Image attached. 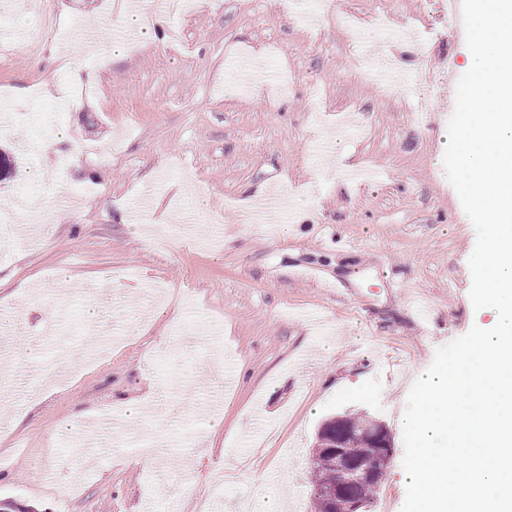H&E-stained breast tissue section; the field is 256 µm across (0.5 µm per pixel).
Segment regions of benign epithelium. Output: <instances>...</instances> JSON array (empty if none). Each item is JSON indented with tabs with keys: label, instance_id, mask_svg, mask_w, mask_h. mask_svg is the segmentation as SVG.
<instances>
[{
	"label": "benign epithelium",
	"instance_id": "benign-epithelium-1",
	"mask_svg": "<svg viewBox=\"0 0 512 512\" xmlns=\"http://www.w3.org/2000/svg\"><path fill=\"white\" fill-rule=\"evenodd\" d=\"M364 435L368 439L377 441L380 447L379 453L369 459L350 461L341 456V449L347 447L346 440L350 437L348 432L336 434V447L330 449V452L336 456L339 475L335 488L330 492L336 503L334 512H364L363 502L352 496L351 487L363 481L382 482L390 465L393 441L387 427L371 418L364 428Z\"/></svg>",
	"mask_w": 512,
	"mask_h": 512
}]
</instances>
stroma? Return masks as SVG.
<instances>
[{"mask_svg":"<svg viewBox=\"0 0 512 512\" xmlns=\"http://www.w3.org/2000/svg\"><path fill=\"white\" fill-rule=\"evenodd\" d=\"M338 4L355 28L315 0H187L151 39L127 35L125 0H0V208L38 196L57 214L0 255L1 500L193 512L220 468L222 512L246 495L312 512L318 429L352 414L394 441L370 512H401L415 372L484 319L476 230L439 146L453 109L431 96L468 48L440 0ZM382 68L405 81L381 85ZM58 130L69 146L42 152ZM269 193L287 218L242 223ZM225 369L242 381L225 387ZM132 400L147 411L73 456L72 431ZM139 435L162 442L155 468L130 464Z\"/></svg>","mask_w":512,"mask_h":512,"instance_id":"stroma-1","label":"stroma"}]
</instances>
